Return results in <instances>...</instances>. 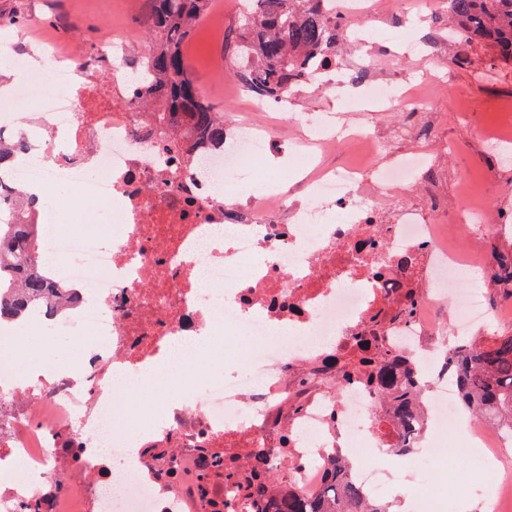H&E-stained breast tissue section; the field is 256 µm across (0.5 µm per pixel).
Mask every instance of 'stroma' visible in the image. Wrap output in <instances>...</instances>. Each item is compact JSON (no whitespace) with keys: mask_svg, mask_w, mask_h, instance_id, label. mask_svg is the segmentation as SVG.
Masks as SVG:
<instances>
[{"mask_svg":"<svg viewBox=\"0 0 512 512\" xmlns=\"http://www.w3.org/2000/svg\"><path fill=\"white\" fill-rule=\"evenodd\" d=\"M420 9L426 19L410 35L421 47L419 54L393 48L388 41L382 44L383 49L396 51V64L390 72H361L359 64L371 50L367 44L342 45L336 60L348 78L383 84L409 81L423 98L424 104L415 117L392 109L376 113L370 122L378 131L407 125L413 137L403 142V151L417 146L428 150L432 179L444 207L438 223H452L460 179L466 175L492 203L491 209L474 214V223L491 220L512 227V143L498 145L487 136L489 130L512 124V65L497 62L486 51H463L448 40L452 25L448 15L423 8L422 0H406L405 12ZM0 14L40 19L61 40L83 49L104 42L108 35L106 19L89 12H74L71 0H0ZM237 14L234 4L225 6L223 14L209 13L184 47L197 84L223 110L228 122L248 118L252 104L251 97L233 82L235 60L232 53L223 49V34L235 31ZM347 103L344 94L332 96L313 85L298 87L289 100L293 125L273 131L281 143L282 161L261 167L268 185L295 186L294 171L300 160L291 149L301 137L302 126L316 122L326 113L346 111ZM440 448L450 473L463 475L472 483V493L462 502L461 512H482L481 498L489 475L478 466L474 455L460 454L445 440ZM433 464L430 455L419 452L392 458L384 476L386 489L382 497L394 512H410L401 492L425 484L432 475Z\"/></svg>","mask_w":512,"mask_h":512,"instance_id":"1","label":"stroma"}]
</instances>
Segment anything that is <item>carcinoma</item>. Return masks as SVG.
<instances>
[{
	"label": "carcinoma",
	"mask_w": 512,
	"mask_h": 512,
	"mask_svg": "<svg viewBox=\"0 0 512 512\" xmlns=\"http://www.w3.org/2000/svg\"><path fill=\"white\" fill-rule=\"evenodd\" d=\"M237 26L236 66L247 72L244 90L255 97L287 96L303 83L309 59L336 57L347 20L331 13L329 0H245ZM149 56L134 83L151 93L148 115L163 137L177 136L185 153L202 143L224 142V115L209 102L186 64L184 45L192 37L210 0H149ZM450 35L470 49H489L512 62V0H450ZM22 136L0 141V162L26 150ZM41 204L22 213L28 233L0 223V320L26 317L50 301L45 266L37 253ZM450 370L461 406L512 435V332L490 341L471 339L450 350ZM408 367L383 353L375 380L383 386L390 410L411 437L417 420L416 390ZM332 481L311 501L293 488L276 491L272 512H387L351 477L345 464L331 468Z\"/></svg>",
	"instance_id": "obj_1"
}]
</instances>
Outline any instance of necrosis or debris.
Returning a JSON list of instances; mask_svg holds the SVG:
<instances>
[{"label":"necrosis or debris","mask_w":512,"mask_h":512,"mask_svg":"<svg viewBox=\"0 0 512 512\" xmlns=\"http://www.w3.org/2000/svg\"><path fill=\"white\" fill-rule=\"evenodd\" d=\"M132 34L115 27L86 51L54 38L41 44L51 64L32 81L34 147L0 176L10 193L38 184L51 198L58 183L74 195L58 201L40 232V252L65 259L49 281L66 300L34 312L27 333L0 328L12 353H0V512H262L249 496L250 469H270L305 498L328 483L343 459L365 491L381 481L382 448L401 432L360 363L365 337L412 361L429 398L427 427L463 430L481 466L512 452L500 430L460 411L438 348L445 328L471 335L500 316L491 291L471 281L474 264L452 226L427 208H382L381 194L413 182L422 154L393 155L358 114L414 104L404 88L374 86L353 100V114H327L304 154L307 198L260 189L236 203L230 171L280 152L250 123L227 129L231 147L202 146L208 175L166 150L146 127L145 90L115 69ZM361 147L364 162L344 172L314 163L311 145ZM93 200L112 208L111 231L76 232ZM406 253L413 263L392 264ZM454 303L451 326L440 321ZM410 312H403V305ZM47 325L71 329L83 349L77 363L29 373L20 350ZM251 337L244 350L230 339ZM221 368L223 381L211 380ZM230 462L228 481L214 459Z\"/></svg>","instance_id":"1"}]
</instances>
